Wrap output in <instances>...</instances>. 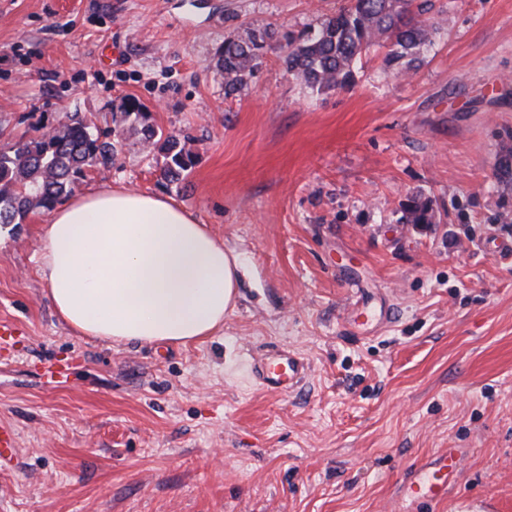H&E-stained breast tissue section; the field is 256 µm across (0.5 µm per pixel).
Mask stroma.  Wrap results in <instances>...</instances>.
I'll list each match as a JSON object with an SVG mask.
<instances>
[{"label": "stroma", "mask_w": 512, "mask_h": 512, "mask_svg": "<svg viewBox=\"0 0 512 512\" xmlns=\"http://www.w3.org/2000/svg\"><path fill=\"white\" fill-rule=\"evenodd\" d=\"M343 2L0 0V149L81 113L121 148L76 193L172 198L244 261L223 330L114 345L56 314L49 212L0 226V512H512V0H433L415 74L383 44L348 88L305 89L283 36ZM247 29L274 37L228 98L214 58ZM129 98L189 139L181 181ZM415 198L433 223H407ZM356 300L391 322L350 321ZM283 345L309 372L277 396L247 361ZM448 449L459 476L420 505L408 482Z\"/></svg>", "instance_id": "stroma-1"}]
</instances>
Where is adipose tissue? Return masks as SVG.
<instances>
[{
  "label": "adipose tissue",
  "mask_w": 512,
  "mask_h": 512,
  "mask_svg": "<svg viewBox=\"0 0 512 512\" xmlns=\"http://www.w3.org/2000/svg\"><path fill=\"white\" fill-rule=\"evenodd\" d=\"M39 271L74 333L114 343L186 344L235 304L242 259L168 197L101 189L58 203Z\"/></svg>",
  "instance_id": "ef3b65f1"
}]
</instances>
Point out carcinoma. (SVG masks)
<instances>
[{"instance_id":"1","label":"carcinoma","mask_w":512,"mask_h":512,"mask_svg":"<svg viewBox=\"0 0 512 512\" xmlns=\"http://www.w3.org/2000/svg\"><path fill=\"white\" fill-rule=\"evenodd\" d=\"M431 0H351L335 15L297 41L288 42L283 59L287 73L306 88L321 93L342 90L352 83L353 65L363 52L383 40L390 41L387 63L413 70L433 44L435 23L426 18ZM257 31L224 39L218 51L217 69L224 78V94L237 93L260 65ZM124 116L140 126L144 144L154 146L169 159L163 176L179 179L193 164L195 154L188 141L163 140L149 123L140 104L129 99ZM110 133L100 131L75 112L69 123L49 127L8 150H0V224H19L34 208L50 211L74 190L85 168L114 163L118 148ZM503 182L512 181V148L503 147L499 158ZM407 222L431 224L434 211L428 200L413 199Z\"/></svg>"}]
</instances>
